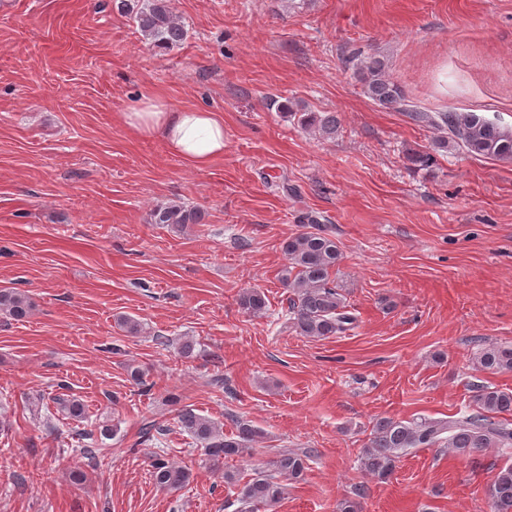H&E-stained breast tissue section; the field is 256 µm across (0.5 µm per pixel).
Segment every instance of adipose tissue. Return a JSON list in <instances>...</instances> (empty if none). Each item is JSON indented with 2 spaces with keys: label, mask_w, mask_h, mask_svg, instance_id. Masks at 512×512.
Wrapping results in <instances>:
<instances>
[{
  "label": "adipose tissue",
  "mask_w": 512,
  "mask_h": 512,
  "mask_svg": "<svg viewBox=\"0 0 512 512\" xmlns=\"http://www.w3.org/2000/svg\"><path fill=\"white\" fill-rule=\"evenodd\" d=\"M125 124L142 136L158 138L167 152L198 168L222 157L224 118L195 107H171L160 98H143L123 115Z\"/></svg>",
  "instance_id": "1"
}]
</instances>
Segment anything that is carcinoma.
Segmentation results:
<instances>
[{
    "instance_id": "1",
    "label": "carcinoma",
    "mask_w": 512,
    "mask_h": 512,
    "mask_svg": "<svg viewBox=\"0 0 512 512\" xmlns=\"http://www.w3.org/2000/svg\"><path fill=\"white\" fill-rule=\"evenodd\" d=\"M115 7L130 17L150 45L170 50L182 45L188 36L184 24L173 13L170 0H117ZM353 75L363 93L378 105L402 112L415 123H426L439 132L426 150H413L407 161L414 167H430L436 154L448 150V140H456L467 153L512 161V127L474 112L446 111L431 115L409 108L402 87L389 74L384 59L371 56L355 62L350 56ZM280 108L298 117L301 127L315 128L324 138L336 136L341 119L336 112H301L284 103ZM205 217L199 208L172 203L151 210L150 223L162 224L172 233H181L190 224H201ZM311 229L297 233L282 245L287 265L283 284L291 289L289 314L301 336L329 338L354 329L357 315L346 302L342 288L332 278L341 254L328 227L313 217L307 218ZM240 305L252 314L268 311L263 291L248 289L240 296ZM0 312L15 321L29 317V298L15 291L0 290ZM476 368L489 374L512 371V347L488 345L476 357ZM474 407L459 411L446 419L421 418L412 421L381 417L375 421L368 445L360 457L361 469L377 480L389 478L400 458L415 448H446L458 457L471 459L489 449L507 453L512 449V393L484 384L471 385ZM55 403L67 418H86L85 405L77 399L57 398ZM184 431L203 445L214 469L249 451L260 434L251 422L235 418V433L226 435L213 420L185 406L178 414ZM87 444L80 453L94 462L97 441L93 430L78 433ZM315 457L310 448H281L271 462V469L256 473L241 487L236 512H268L283 496L286 485L305 479L310 461ZM152 477L163 490L177 491L190 479L187 466L175 467L161 458L152 462ZM367 487H354V497L344 499L338 512H360V498ZM487 497L490 512H512V464L502 466L489 485Z\"/></svg>"
}]
</instances>
